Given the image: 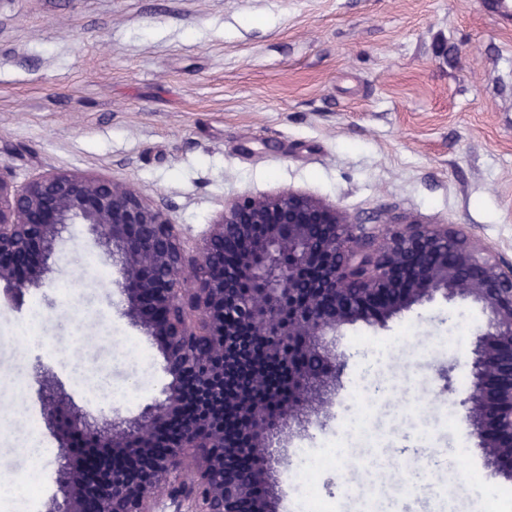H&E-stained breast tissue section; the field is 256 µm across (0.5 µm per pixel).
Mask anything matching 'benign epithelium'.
<instances>
[{"label": "benign epithelium", "mask_w": 512, "mask_h": 512, "mask_svg": "<svg viewBox=\"0 0 512 512\" xmlns=\"http://www.w3.org/2000/svg\"><path fill=\"white\" fill-rule=\"evenodd\" d=\"M169 204L107 177L49 172L15 188L0 165V284L15 304L39 286L55 244L88 224L112 252L123 315L164 358L163 398L99 426L71 400L40 411L65 459L44 512H279L288 437L325 425L342 354L336 336L356 323L386 326L414 305L457 299L479 306L472 379L459 401L495 473L512 472V265L448 226L407 223L379 235L340 208L288 190L224 202L209 234L187 252ZM288 365L290 386L257 405L256 362ZM238 415L224 457V410Z\"/></svg>", "instance_id": "obj_1"}]
</instances>
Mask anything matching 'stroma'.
Segmentation results:
<instances>
[{
	"instance_id": "1",
	"label": "stroma",
	"mask_w": 512,
	"mask_h": 512,
	"mask_svg": "<svg viewBox=\"0 0 512 512\" xmlns=\"http://www.w3.org/2000/svg\"><path fill=\"white\" fill-rule=\"evenodd\" d=\"M0 0V164L14 186L54 171L129 182L166 199L187 250L225 200L295 190L335 204L367 233L405 218L445 224L512 264V0ZM95 265H87L86 255ZM112 256L73 224L21 305L0 301V384L24 411L0 413V467L32 483L0 512H43L62 468L39 410L36 376L96 411L93 371L112 386L108 419L157 398L164 359L118 311L99 267ZM39 306L42 343L12 339ZM98 327L77 331L85 317ZM484 325L463 302L416 305L387 326L344 327V369L325 426L288 444L320 455L360 402L372 441L357 459L394 469L419 459L438 482L361 480L319 471L334 512H487L507 488L470 439L455 400L468 391L472 344L446 343ZM451 369L454 390L439 372ZM36 426L50 454L35 470L16 435ZM455 488L442 497L441 485Z\"/></svg>"
}]
</instances>
